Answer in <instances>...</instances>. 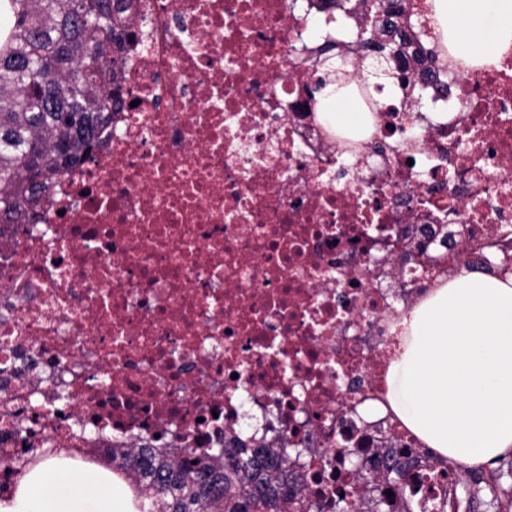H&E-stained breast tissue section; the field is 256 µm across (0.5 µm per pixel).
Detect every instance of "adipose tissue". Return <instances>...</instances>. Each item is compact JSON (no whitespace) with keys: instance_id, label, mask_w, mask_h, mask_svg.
<instances>
[{"instance_id":"1","label":"adipose tissue","mask_w":512,"mask_h":512,"mask_svg":"<svg viewBox=\"0 0 512 512\" xmlns=\"http://www.w3.org/2000/svg\"><path fill=\"white\" fill-rule=\"evenodd\" d=\"M426 21L467 66L498 65L512 50V0H431ZM336 71L320 103L337 130L364 115ZM401 353L386 400L438 455L474 467L512 452V277L471 271L430 291L398 323ZM0 512H137L107 471L49 457L0 499Z\"/></svg>"}]
</instances>
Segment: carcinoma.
I'll list each match as a JSON object with an SVG mask.
<instances>
[{"mask_svg":"<svg viewBox=\"0 0 512 512\" xmlns=\"http://www.w3.org/2000/svg\"><path fill=\"white\" fill-rule=\"evenodd\" d=\"M369 1L372 12L403 25L388 29L376 20L351 42L305 44L310 67L340 46L357 59L378 56L392 78L406 82L409 62L442 58L440 42L427 47L415 30L407 0H320L350 15ZM130 8V0H0V224L38 223L49 185L90 157L121 104ZM123 466L141 478L138 499L149 502L147 512H310L302 485L269 448L248 455L224 447L212 456L183 448L158 459L142 449L125 454ZM417 466L408 449H389L374 468L360 469L366 483L386 486L372 506L363 511L342 497L337 512H410L407 487ZM473 479L475 493L485 488L512 507V487Z\"/></svg>","mask_w":512,"mask_h":512,"instance_id":"obj_1","label":"carcinoma"}]
</instances>
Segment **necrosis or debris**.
I'll list each match as a JSON object with an SVG mask.
<instances>
[{"mask_svg":"<svg viewBox=\"0 0 512 512\" xmlns=\"http://www.w3.org/2000/svg\"><path fill=\"white\" fill-rule=\"evenodd\" d=\"M123 84L83 166L38 224H0V490L29 448L112 466V449L207 454L236 439L300 474L314 512L370 493L356 469L415 448L384 403L394 303L456 254L512 238V52L455 68L417 121L407 87L337 134L301 47L318 0H135ZM414 512L456 470L420 468Z\"/></svg>","mask_w":512,"mask_h":512,"instance_id":"obj_1","label":"necrosis or debris"}]
</instances>
